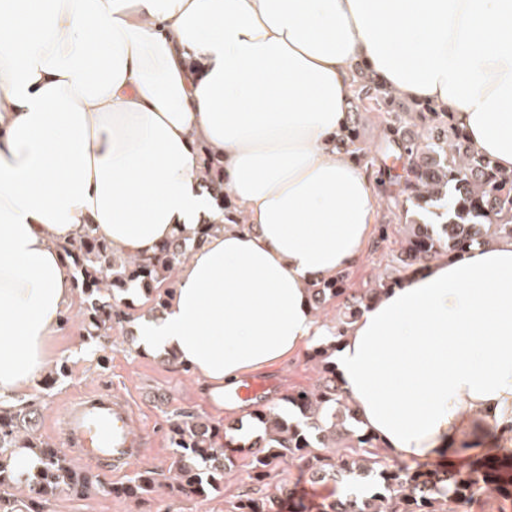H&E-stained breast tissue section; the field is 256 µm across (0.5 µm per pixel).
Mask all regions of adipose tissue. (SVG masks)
Instances as JSON below:
<instances>
[{"label": "adipose tissue", "instance_id": "1", "mask_svg": "<svg viewBox=\"0 0 512 512\" xmlns=\"http://www.w3.org/2000/svg\"><path fill=\"white\" fill-rule=\"evenodd\" d=\"M359 65L512 174V0H0V404L46 368L77 303L64 248L88 234L146 260L215 224L138 323L211 399L318 340L309 286L360 260L378 215L336 149ZM330 354L388 463L504 457L512 239L385 289ZM221 162L215 157H203L199 172L205 177L207 188L214 195L217 206L224 211V217L232 207L231 199L224 196V181L220 175Z\"/></svg>", "mask_w": 512, "mask_h": 512}]
</instances>
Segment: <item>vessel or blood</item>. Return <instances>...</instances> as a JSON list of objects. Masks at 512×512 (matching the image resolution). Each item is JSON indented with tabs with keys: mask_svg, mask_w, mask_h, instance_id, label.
I'll return each mask as SVG.
<instances>
[{
	"mask_svg": "<svg viewBox=\"0 0 512 512\" xmlns=\"http://www.w3.org/2000/svg\"><path fill=\"white\" fill-rule=\"evenodd\" d=\"M276 383L268 376L241 380L234 400L248 403L268 397ZM135 412L133 401L111 389H96L73 398L64 415L62 434L67 446L76 450L87 463L111 465L123 471L126 464L139 458L141 442L130 431Z\"/></svg>",
	"mask_w": 512,
	"mask_h": 512,
	"instance_id": "1",
	"label": "vessel or blood"
}]
</instances>
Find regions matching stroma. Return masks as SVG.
<instances>
[{
	"label": "stroma",
	"mask_w": 512,
	"mask_h": 512,
	"mask_svg": "<svg viewBox=\"0 0 512 512\" xmlns=\"http://www.w3.org/2000/svg\"><path fill=\"white\" fill-rule=\"evenodd\" d=\"M52 354L48 372L65 366L51 387L36 383L24 399L36 403L38 413L33 423L37 438L61 444L57 427L65 413L69 399L88 390L110 387L130 397L137 407L132 422L135 432L146 433L140 458L130 463L123 472H101L104 483L117 485L140 470L168 471L173 450L168 439V426L179 412L189 411L218 425L238 421L239 413L228 410L218 414L207 404L202 382L190 370L176 367L166 357L144 355L138 350V338L130 324L114 326L108 338L85 336L81 313H73L69 325L50 341ZM267 373L278 380L277 393L271 403H278L280 394L310 389L319 378V369L310 361L306 351H298L281 362L267 366ZM252 484L242 467L232 468L224 475L221 492L204 498H186L155 494L142 502L117 497L104 491L86 496L58 493L50 502L48 512H232L239 496ZM293 490L311 512L336 496L338 483H312L307 473L297 465H280L267 488L275 493L278 488Z\"/></svg>",
	"instance_id": "35a3bbf8"
}]
</instances>
